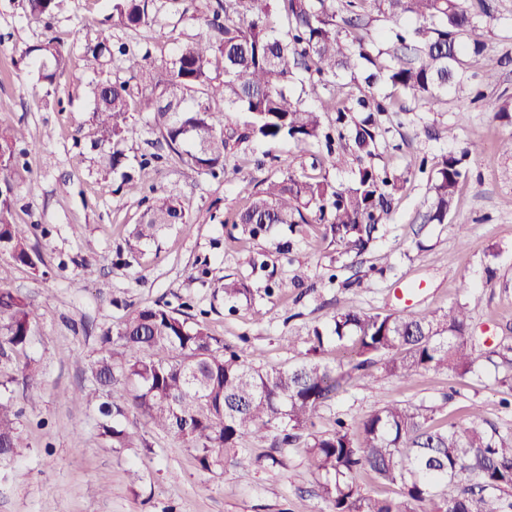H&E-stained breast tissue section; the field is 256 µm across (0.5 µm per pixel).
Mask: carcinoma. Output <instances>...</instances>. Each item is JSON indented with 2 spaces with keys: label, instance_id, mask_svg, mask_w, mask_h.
I'll return each instance as SVG.
<instances>
[{
  "label": "carcinoma",
  "instance_id": "cac0c4a2",
  "mask_svg": "<svg viewBox=\"0 0 512 512\" xmlns=\"http://www.w3.org/2000/svg\"><path fill=\"white\" fill-rule=\"evenodd\" d=\"M25 2L50 31L72 0ZM109 2L107 27L83 46V60L107 73L91 88L95 143L100 166L120 175L121 187L144 206L137 240H153L173 224L191 228L181 203L158 189L144 190L125 171L131 113L149 112L169 153L214 178L224 173L232 141L288 138L322 146L324 163L334 169L345 154L354 156L357 166L344 182L293 171L264 181L235 220L252 236L275 225L293 232L321 224L340 254L354 259L377 239L412 174L374 165L375 115L405 110L403 98L428 103L465 91L462 56L483 52L481 30L496 20L489 0H167L189 3L182 13L195 10L197 32L178 34L173 56L158 60L148 48L132 52L114 43L112 34L151 25L156 0ZM379 20L393 23L386 46L370 30ZM26 53L35 56L37 82L51 95L70 49L49 34ZM119 57L128 78L112 72ZM379 81L390 92H371ZM308 89L324 91L328 102L309 105ZM328 108L336 112L334 132L322 118ZM239 110L249 117L241 129L228 123ZM17 140V132L0 131V255L33 267L39 254L12 221ZM463 177L462 158H437L421 223H448ZM8 280L0 265V355L24 350L33 326L27 298ZM470 321L461 303L424 316L338 309L329 332L314 330L299 363L264 370L202 323L157 304L132 311L116 337H103L110 349L94 367L98 389L75 397L90 405L98 390L129 385L126 400L98 405L102 435L132 446L139 430L123 419L134 410L194 449L203 471L257 464L260 457L246 448L249 439L271 438L283 452L300 444L328 512H512V440L488 434L475 411L466 423L433 431L436 406L384 402L350 428L340 422L329 433H305L319 408L351 379L319 358L325 343L350 344L357 371L379 363L386 376L406 380L428 370L464 376L477 359ZM15 417L11 404L0 401L1 462L23 447ZM361 473L398 486V497L360 493L355 479ZM452 482L466 486L448 498L440 487Z\"/></svg>",
  "mask_w": 512,
  "mask_h": 512
}]
</instances>
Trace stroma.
Segmentation results:
<instances>
[{
	"instance_id": "obj_1",
	"label": "stroma",
	"mask_w": 512,
	"mask_h": 512,
	"mask_svg": "<svg viewBox=\"0 0 512 512\" xmlns=\"http://www.w3.org/2000/svg\"><path fill=\"white\" fill-rule=\"evenodd\" d=\"M493 9L496 21L482 32L485 50L465 59L475 101L451 95L428 104L408 100L404 111L380 117L376 163L389 169L480 140V150L464 160L467 177L447 223L421 225L428 182L426 174L414 173L389 223L355 262L324 240L319 224L295 234L275 226L253 237L233 222L266 178L286 169L321 174L317 146L286 139L239 144L226 175L214 179L162 155L145 112L134 113L136 133L124 146L130 170L181 202L193 227L137 241L141 207L119 176L99 167L93 145L90 90L99 77L85 68L82 48L109 12L105 0H74L55 21L52 32L70 45L71 58L52 96L39 88L24 56L43 38V27L28 20L23 0H0V128L16 129L27 151V165L16 174L13 221L42 258L37 268L19 264L10 272V285L28 298L35 323L26 350L0 367V398L11 401L25 444L0 468V512H291L313 490L302 449H289L279 466L267 458L270 442L252 440L248 446L261 463L205 472L193 449L143 419L140 442L113 447L100 433L96 405L71 400L74 390L92 388L104 336L116 335L136 308L155 304L189 314L241 359L263 368L295 364L314 328L327 326L341 307L424 315L466 304L480 339L470 374L429 371L403 380L372 367L370 377L351 382L320 408L314 429L357 423L395 401L436 405L437 428L467 421L476 409L483 428L512 439V156L500 148L512 124L497 116L503 101L512 100V0H493ZM189 28L166 4L152 26L124 32L122 40L165 58L176 47L169 32ZM489 71L496 76L491 85L482 81ZM448 127L453 137L443 136ZM144 156L150 162L143 167ZM257 258L266 269L253 267ZM301 272L306 278L298 288L294 278ZM228 278L243 281L248 295L225 298ZM465 280L470 289H462ZM27 361L41 375L38 386L14 378Z\"/></svg>"
}]
</instances>
